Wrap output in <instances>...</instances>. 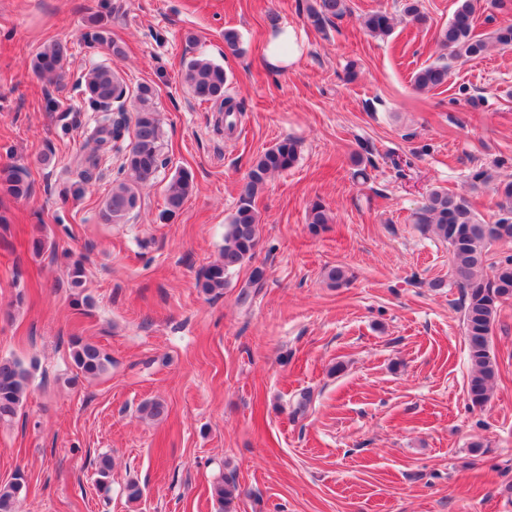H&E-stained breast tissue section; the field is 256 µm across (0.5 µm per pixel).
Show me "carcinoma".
Masks as SVG:
<instances>
[{
  "label": "carcinoma",
  "instance_id": "cac0c4a2",
  "mask_svg": "<svg viewBox=\"0 0 512 512\" xmlns=\"http://www.w3.org/2000/svg\"><path fill=\"white\" fill-rule=\"evenodd\" d=\"M482 8V0H457L453 17L438 34V46L448 51V59H469L482 55L491 44L512 47V23L500 24L490 36L475 33L474 18ZM348 11L347 0H311L306 8L311 25L322 29ZM365 30L374 37L385 38L394 29V18L385 12H373L362 21ZM82 41L89 49L108 46L112 55H123L122 47L112 40L108 30L98 19H93L82 33ZM69 48L55 42L40 51L33 61V71L50 83L60 81ZM450 64H430L413 76L418 91H430L448 81ZM182 80L193 96L202 102H212L218 111L229 118L238 111L233 100L225 96L227 74L224 67L198 56L183 63ZM84 86V101L90 111L100 115L98 124L86 139L73 177L63 181L59 195L67 199L80 197L91 182L97 180L102 155L108 147L125 142L123 161L117 177L112 181L102 209V217L119 224L138 206L139 191L156 178L166 159L161 153L159 120L153 106L156 90L149 84L138 87L135 99V117L127 116L125 97L127 87L120 74L106 66L94 65L78 80ZM299 145L285 137L258 154L251 163L241 189L237 208L232 214L224 235V250L219 260L205 268L199 287L208 295L223 294L228 273L253 259L259 243V214L255 197L272 176L288 171L298 159ZM0 189L21 199L30 195L32 185L27 169L10 164L0 167ZM194 181L190 172L175 174L166 186L165 208L160 219L167 221L179 213L192 195ZM498 219L492 224L481 222L469 200L443 189L432 190L418 213L417 223L424 224L450 251L449 276L462 288L463 328L471 365L467 382V396L471 405L482 408L489 401L498 364L490 344V336L502 304L512 300V256L497 262L489 261L491 247L498 242L512 241V181L495 187ZM330 218L320 203L309 209L308 224L314 233L325 228ZM68 286L85 287V268L74 261L67 272ZM71 359L78 374L97 377L112 364L111 356L99 346L79 337L71 340ZM30 371L13 358L0 359V421L13 419L27 396ZM26 494V482L21 472L0 484V512H19ZM239 496L236 474L229 470L213 485L212 497L217 512H232Z\"/></svg>",
  "mask_w": 512,
  "mask_h": 512
}]
</instances>
